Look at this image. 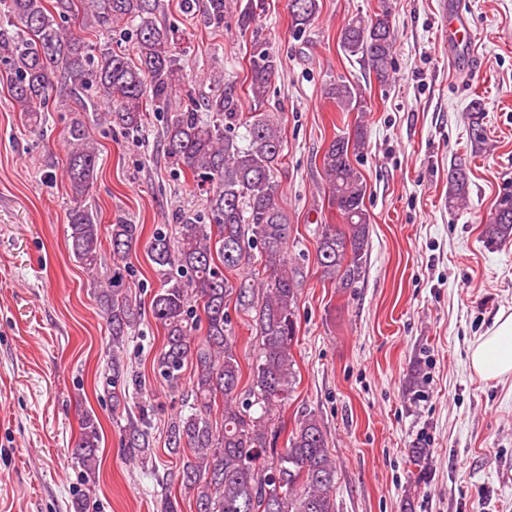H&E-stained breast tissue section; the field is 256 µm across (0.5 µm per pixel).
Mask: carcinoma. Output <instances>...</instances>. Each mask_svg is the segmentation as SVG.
<instances>
[{
    "instance_id": "1",
    "label": "carcinoma",
    "mask_w": 512,
    "mask_h": 512,
    "mask_svg": "<svg viewBox=\"0 0 512 512\" xmlns=\"http://www.w3.org/2000/svg\"><path fill=\"white\" fill-rule=\"evenodd\" d=\"M229 0H205L208 23L224 27ZM160 0H0V61L7 65L9 105L22 125L39 135L49 113L74 114L67 127L64 176L71 192L69 250L91 275L102 274L97 299L112 335V375L118 392L141 387L128 376L118 356L136 330L139 308L128 283L127 257L143 227L118 221L102 228L86 197L98 174L99 149L83 112L99 101L124 135L143 136L144 113L162 116L168 158L197 177L205 188L206 210L183 212L172 225L155 227L148 255L160 287L151 310L165 333L155 357V373L171 389L189 376L188 411L168 427V447L191 456L178 470L180 484L193 494L197 512H335L336 468L315 414L306 412L278 447L282 429L276 412L294 392L297 371L292 346L297 340V305L302 281L287 254L288 217L278 200L274 169L283 152L280 128L265 109L266 89L281 66L269 45L254 42L249 51L251 112L244 115L232 86L219 94L178 99L187 72L177 29L158 20ZM255 0H236L237 25L246 30L259 18ZM291 28L301 35L319 15L318 0H288ZM83 16L109 25L115 44L98 46L66 26ZM131 44L130 49L123 44ZM339 43L346 55L366 61L379 80L388 76L395 34L386 0L379 10L349 21ZM331 98L364 111L357 88L339 82ZM479 101L470 108L471 143L485 140ZM244 128L241 139L231 132ZM366 147L364 124L336 135L325 147L321 166L328 203L345 224L321 226L317 263L323 282L339 291L356 287L367 267L370 217L364 205L366 184L352 158ZM448 172V207L469 199L468 175ZM107 231L112 263L102 264V231ZM491 245L512 242V184L499 193L491 219L482 228ZM260 249L261 263L251 250ZM251 267L232 282L227 274ZM248 318L258 338L251 365L249 395L237 391L242 368L229 303ZM203 332L196 338L197 332ZM220 410V423L213 421ZM128 419L129 448L149 447L143 428L147 409ZM100 423L86 414L71 455L92 471L98 461Z\"/></svg>"
}]
</instances>
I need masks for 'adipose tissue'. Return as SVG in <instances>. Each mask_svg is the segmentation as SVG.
Masks as SVG:
<instances>
[{"mask_svg":"<svg viewBox=\"0 0 512 512\" xmlns=\"http://www.w3.org/2000/svg\"><path fill=\"white\" fill-rule=\"evenodd\" d=\"M472 371L483 379L512 374V310L503 309L469 350Z\"/></svg>","mask_w":512,"mask_h":512,"instance_id":"obj_1","label":"adipose tissue"}]
</instances>
